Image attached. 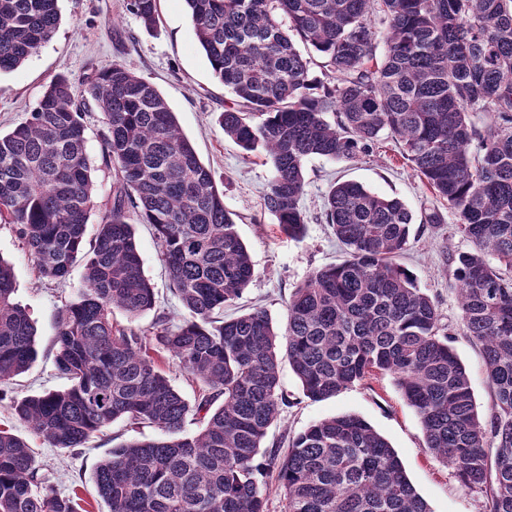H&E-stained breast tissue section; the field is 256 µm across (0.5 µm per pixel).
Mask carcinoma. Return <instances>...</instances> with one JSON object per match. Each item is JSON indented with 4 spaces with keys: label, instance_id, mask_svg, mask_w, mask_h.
Segmentation results:
<instances>
[{
    "label": "carcinoma",
    "instance_id": "cac0c4a2",
    "mask_svg": "<svg viewBox=\"0 0 512 512\" xmlns=\"http://www.w3.org/2000/svg\"><path fill=\"white\" fill-rule=\"evenodd\" d=\"M158 0H127L146 28ZM214 74L245 109L221 114L224 135L272 166L264 196L280 231L306 233L301 199L311 157L354 159L386 133L473 248L454 258L462 333L482 346L496 412L476 411L468 373L440 335L432 299L396 263L413 215L357 182L331 187L326 223L348 250L288 299L282 329L265 310L224 306L253 279L249 252L211 170L158 89L114 64L84 89L102 112L112 200L96 239L84 232L94 192L82 106L55 77L28 121L0 133V223L17 226L41 276L84 261L75 300L58 312L55 362L69 386L12 402V415L54 448H81L122 420L162 438L112 449L93 473L110 512H267L263 474L277 471L285 512H431L388 440L356 415L320 420L261 450L288 397L287 356L311 400L388 373L417 414L425 448L485 512H512V0H185ZM58 0H0V73L20 67L60 26ZM336 84L313 93L309 61ZM382 56H377L379 44ZM335 114L334 121L326 119ZM485 113L489 120L479 124ZM153 225L190 318L153 337L112 320L155 305L130 213ZM0 259V385L36 361V330ZM163 350L198 384L190 404L160 370ZM203 426L185 433L189 415ZM28 443L0 428V512H81L40 474Z\"/></svg>",
    "mask_w": 512,
    "mask_h": 512
}]
</instances>
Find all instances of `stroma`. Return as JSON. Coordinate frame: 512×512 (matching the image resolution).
Segmentation results:
<instances>
[{
  "instance_id": "obj_1",
  "label": "stroma",
  "mask_w": 512,
  "mask_h": 512,
  "mask_svg": "<svg viewBox=\"0 0 512 512\" xmlns=\"http://www.w3.org/2000/svg\"><path fill=\"white\" fill-rule=\"evenodd\" d=\"M58 6L61 21L55 37L20 68L0 75L1 133L27 121L37 99L56 76H66L80 90L112 65L132 68L161 92L182 132L210 168L224 191V206L252 258L253 280L236 304L225 308V316L260 307L277 329L286 321V305L294 289L314 270L346 257L345 246L336 239L323 213L324 197L331 184L353 180L379 195L400 199L411 210L415 222L409 246L399 262L436 302L441 331L451 334V346L468 372L476 410L482 420H490L495 408L482 348L462 334L453 289L452 257L469 251L471 244L455 232L456 219L447 202L440 200L402 158L393 140L381 138L368 154L354 160L310 158L301 202L307 216L306 234L298 241L290 239L280 233L275 218L264 207L263 195L271 176L264 152L245 153L224 136L220 115L225 108L238 106L239 100L215 77L184 0H159V22L151 30L127 11L126 0H58ZM83 122L95 185L85 233L86 240L91 241L112 197L116 171L102 157L101 140L106 126L94 102H86ZM433 211L442 216V223H421V216ZM134 233L156 303L153 309L136 317L119 309L113 310L112 317L118 324L149 336L159 319L179 323L188 313L170 284L162 249L151 226L135 224ZM0 258L14 270L17 298L34 322L38 350L35 363L16 377L0 398V427L14 429L27 441L43 463L45 476L59 492L78 493L84 512H109L92 481L97 463L112 448L131 441L154 440L160 433L151 427L118 421L103 428L85 447L69 450L48 446L13 419L12 400L61 390L67 385L54 363L57 315L64 304L76 298L84 267L75 263L61 283L42 278L33 256L11 224H0ZM279 382L290 404L269 428L264 447L287 446L290 437L315 422L354 414L388 439L431 512H483L482 493L463 488L453 470L426 451L419 419L391 375H377L319 401L304 396L288 362L280 364Z\"/></svg>"
}]
</instances>
